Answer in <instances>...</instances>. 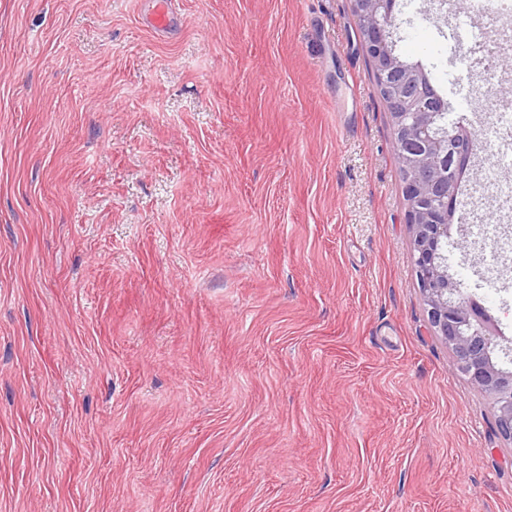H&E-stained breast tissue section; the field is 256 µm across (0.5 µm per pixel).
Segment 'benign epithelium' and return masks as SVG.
I'll return each instance as SVG.
<instances>
[{
    "instance_id": "benign-epithelium-1",
    "label": "benign epithelium",
    "mask_w": 512,
    "mask_h": 512,
    "mask_svg": "<svg viewBox=\"0 0 512 512\" xmlns=\"http://www.w3.org/2000/svg\"><path fill=\"white\" fill-rule=\"evenodd\" d=\"M381 87L398 106L390 112L396 153L408 173L403 183L408 223L413 233L412 257L431 327L452 349L456 369L490 399L500 435L512 438V370L491 361L497 321L474 310L462 282L448 271L444 244L451 237L448 205L457 199L451 173L470 159L476 139L462 122L433 137L441 99L437 88L418 81L420 66L395 54L391 30L397 0H353Z\"/></svg>"
}]
</instances>
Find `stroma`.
<instances>
[{
    "label": "stroma",
    "mask_w": 512,
    "mask_h": 512,
    "mask_svg": "<svg viewBox=\"0 0 512 512\" xmlns=\"http://www.w3.org/2000/svg\"><path fill=\"white\" fill-rule=\"evenodd\" d=\"M0 0V512H512V443L430 327L352 0ZM406 0L450 106L512 99ZM448 264L512 339V138L470 112Z\"/></svg>",
    "instance_id": "stroma-1"
}]
</instances>
